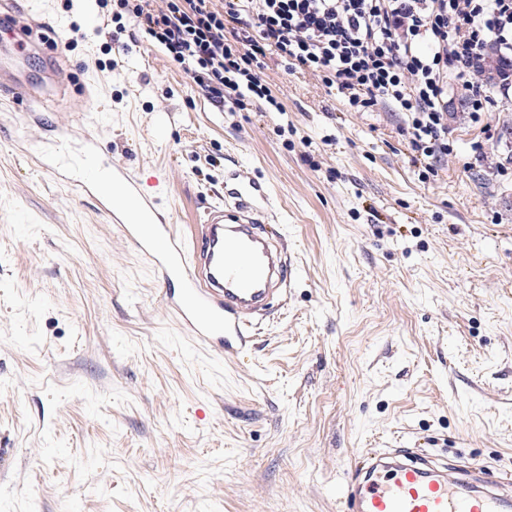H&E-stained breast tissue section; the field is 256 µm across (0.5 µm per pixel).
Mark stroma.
I'll return each mask as SVG.
<instances>
[{"mask_svg": "<svg viewBox=\"0 0 512 512\" xmlns=\"http://www.w3.org/2000/svg\"><path fill=\"white\" fill-rule=\"evenodd\" d=\"M40 2L102 96L103 157L164 168L179 226L248 169L296 275L240 353L198 351L102 198L71 186L80 148L46 150L79 98L45 92L21 142L0 104V512H339L378 448L512 480V97L458 112L426 166L399 114L346 111L276 57L282 110L232 113L111 8Z\"/></svg>", "mask_w": 512, "mask_h": 512, "instance_id": "1", "label": "stroma"}]
</instances>
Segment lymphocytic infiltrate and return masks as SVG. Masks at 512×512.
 Here are the masks:
<instances>
[{
	"mask_svg": "<svg viewBox=\"0 0 512 512\" xmlns=\"http://www.w3.org/2000/svg\"><path fill=\"white\" fill-rule=\"evenodd\" d=\"M114 0L216 104L278 101L259 74L274 55L336 86L347 111L385 104L416 156L448 154V84L487 111L484 53L512 59V0Z\"/></svg>",
	"mask_w": 512,
	"mask_h": 512,
	"instance_id": "1",
	"label": "lymphocytic infiltrate"
}]
</instances>
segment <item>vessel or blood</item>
Wrapping results in <instances>:
<instances>
[{
	"label": "vessel or blood",
	"instance_id": "obj_1",
	"mask_svg": "<svg viewBox=\"0 0 512 512\" xmlns=\"http://www.w3.org/2000/svg\"><path fill=\"white\" fill-rule=\"evenodd\" d=\"M34 0H0V95L18 111H33L39 96L72 83L71 39L51 40ZM41 58L43 80L32 83L28 56ZM86 173L73 179L81 193L95 191L112 202L107 215L149 258L168 307L196 344L225 356L242 346L254 322L274 307L294 276L283 243L265 228L268 189L246 170L233 172L227 189L233 208L215 203L204 211L195 238L178 234L160 212L167 192L164 170L145 193L128 165H99L97 140L86 138ZM342 512H512V484L492 477L477 462L435 465L405 448L360 455L347 471Z\"/></svg>",
	"mask_w": 512,
	"mask_h": 512
}]
</instances>
